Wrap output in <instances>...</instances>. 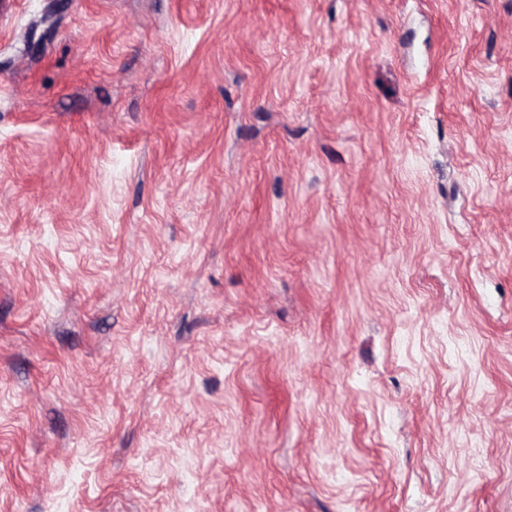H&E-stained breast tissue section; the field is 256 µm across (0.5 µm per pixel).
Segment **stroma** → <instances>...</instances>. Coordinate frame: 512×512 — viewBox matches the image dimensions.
<instances>
[{
	"instance_id": "35a3bbf8",
	"label": "stroma",
	"mask_w": 512,
	"mask_h": 512,
	"mask_svg": "<svg viewBox=\"0 0 512 512\" xmlns=\"http://www.w3.org/2000/svg\"><path fill=\"white\" fill-rule=\"evenodd\" d=\"M0 512H512V0H0Z\"/></svg>"
}]
</instances>
